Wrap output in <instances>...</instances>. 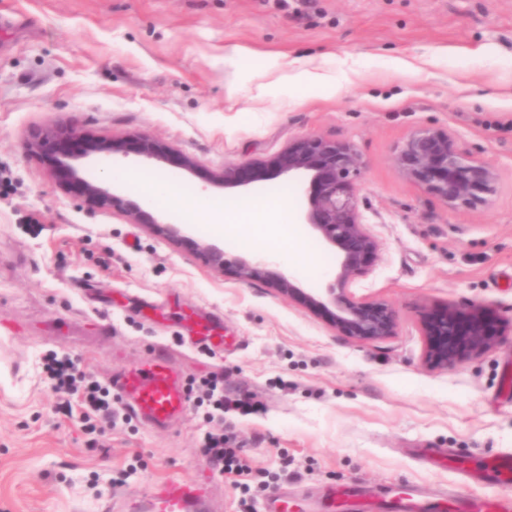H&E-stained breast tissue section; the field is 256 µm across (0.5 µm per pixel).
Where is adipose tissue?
Masks as SVG:
<instances>
[{"mask_svg":"<svg viewBox=\"0 0 512 512\" xmlns=\"http://www.w3.org/2000/svg\"><path fill=\"white\" fill-rule=\"evenodd\" d=\"M190 209L204 217L215 236L235 241L245 250L266 254L271 260L301 268L306 231L297 224L286 204L246 203L249 221L254 225L250 232L243 231L237 224L236 211L224 208L222 203L209 197L195 198Z\"/></svg>","mask_w":512,"mask_h":512,"instance_id":"obj_1","label":"adipose tissue"}]
</instances>
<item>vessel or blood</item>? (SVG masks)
I'll use <instances>...</instances> for the list:
<instances>
[{
  "mask_svg": "<svg viewBox=\"0 0 512 512\" xmlns=\"http://www.w3.org/2000/svg\"><path fill=\"white\" fill-rule=\"evenodd\" d=\"M115 390L129 410L156 427L185 414L186 394L169 360L155 356L145 364L117 373ZM460 512H512V497H476L459 503ZM146 512H210V503L191 483L173 480L153 492Z\"/></svg>",
  "mask_w": 512,
  "mask_h": 512,
  "instance_id": "1",
  "label": "vessel or blood"
}]
</instances>
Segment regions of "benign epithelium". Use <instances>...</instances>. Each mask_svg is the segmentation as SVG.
<instances>
[{"label": "benign epithelium", "mask_w": 512, "mask_h": 512, "mask_svg": "<svg viewBox=\"0 0 512 512\" xmlns=\"http://www.w3.org/2000/svg\"><path fill=\"white\" fill-rule=\"evenodd\" d=\"M59 136L82 143L78 152L61 161L60 168L64 179L82 185L81 200L86 206L117 208L131 221L171 242L191 246L218 272L231 267L244 282L265 281L284 296L299 293L309 307L324 310L331 326L338 331L367 341L393 334L397 316L388 304L361 303L349 292V286L365 272L378 251V242L359 209L358 186L366 163L353 145L307 136L271 162V168L280 175L298 173L308 177L305 204L299 216L301 224L341 252L332 282L323 295L316 296L300 293L292 275L271 268V262L265 259L232 257L214 243L193 241L179 224L159 223L147 211V205L109 192L99 180L83 177L80 168L81 161L93 156L126 157L135 153L160 163H174L190 172L196 166L191 156L176 153L146 134L96 137L76 126L36 131L26 141L25 150L38 152L47 141ZM396 161L407 179L452 209L488 207L499 192L498 170L490 162L466 153L452 134L442 129L423 128L412 133L400 146ZM259 178L260 173L249 164L230 165L215 175L212 183L226 189L241 188ZM493 322L494 313L483 304L465 309L448 305L431 310L424 321L426 363L448 370L487 352L499 336L498 330L491 328Z\"/></svg>", "instance_id": "1"}]
</instances>
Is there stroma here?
Masks as SVG:
<instances>
[{
  "label": "stroma",
  "mask_w": 512,
  "mask_h": 512,
  "mask_svg": "<svg viewBox=\"0 0 512 512\" xmlns=\"http://www.w3.org/2000/svg\"><path fill=\"white\" fill-rule=\"evenodd\" d=\"M277 55L324 73L330 94L265 68ZM269 86L258 97V86ZM99 137L145 133L190 155L194 172L143 156L82 161L86 178L137 198L132 170L176 180L182 201L282 199L308 184L275 175L222 190L225 166L265 162L306 136L353 144L367 168L361 211L379 250L354 300L397 315L366 341L265 282L217 272L195 250L83 205L54 177L62 141L46 127ZM441 128L495 165L500 190L476 210L448 208L402 174L399 146ZM337 251L310 237L302 291L324 287ZM480 303L497 344L448 370L425 364V312ZM207 317L224 343L197 342ZM66 353L109 382L167 357L183 383L224 376L256 404L224 416L248 471L220 472L198 450L206 410L158 430L124 418L92 430L58 410L44 359ZM512 450V0H0V512H133L169 480L194 483L214 512L284 498L288 512H380L373 498L512 496L492 463Z\"/></svg>",
  "instance_id": "1"
}]
</instances>
